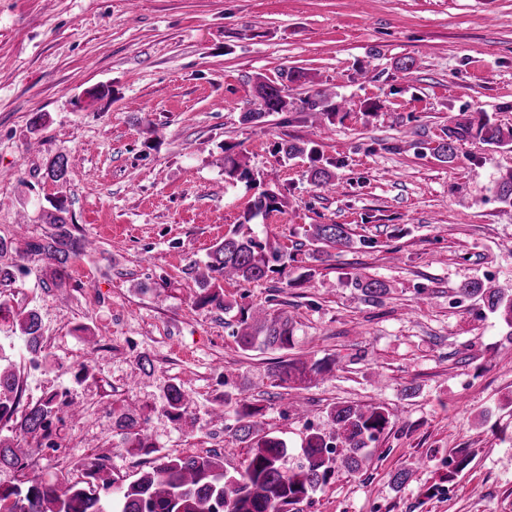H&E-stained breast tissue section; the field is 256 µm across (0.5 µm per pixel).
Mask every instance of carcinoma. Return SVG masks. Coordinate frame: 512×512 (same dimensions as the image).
<instances>
[{
	"mask_svg": "<svg viewBox=\"0 0 512 512\" xmlns=\"http://www.w3.org/2000/svg\"><path fill=\"white\" fill-rule=\"evenodd\" d=\"M255 108L243 113L246 123L259 121L268 112H282L288 107L283 89L262 81L255 86ZM317 99L305 101L320 126L334 124L341 107L319 108L326 99L324 91ZM473 137L495 148H512V128L504 129L489 118L477 123L458 124L448 128L445 138L435 147L438 157L446 162L455 157V143ZM224 175L231 180L245 179L249 172L241 160L228 155L224 158ZM46 176L64 183L68 177V160L59 155L46 169ZM311 182L319 187L330 185L329 172L312 156L309 171ZM492 191L497 200L512 206V170L495 179ZM278 194L264 190L255 197L247 219L280 209ZM48 215L53 231L28 243L26 253L46 258L52 268V283L60 287L68 278L71 260L93 247V241L76 236L71 218L63 203L53 205ZM310 237L324 247L346 246L350 237L343 224H314ZM288 255L263 242L245 224H236L224 240L216 243L207 260L194 263L190 272L199 288L198 305L227 312L231 305L224 300L221 282L253 283L273 274L285 275ZM354 286L375 300L386 292L378 279L352 277ZM457 294L464 299L476 298L493 314H500L512 328V287L486 286L479 280L459 285ZM13 325L24 337L28 352L42 349V320L37 309L31 308L13 316ZM232 336L244 351L254 349L288 350L293 346V328L289 316L282 311L261 307H241ZM332 363L317 360L312 363L288 360L273 372V376L288 387L309 383L313 377L331 373ZM21 372L11 355L0 345V424H10V430L23 441L37 439L49 431L61 411L56 395L48 394L23 411H18L22 397ZM166 413L174 422L188 413L190 396L178 385L164 389ZM233 407L232 437L251 449L243 465L233 471L224 469L221 453L208 451L204 455L164 456L159 463L127 484L116 486L111 478L110 457L100 455L83 464L84 479L72 482L66 478L45 479L35 471V449L19 446L14 440L0 437V469L21 473L10 485L0 484V512H293L294 506L311 498L336 474V463L354 472L359 470L366 451L379 441L389 421L382 404L364 406L337 404L326 412L328 429L307 436L297 462L286 465L288 448L285 442L270 434L258 436L252 420L255 410L246 403L232 401L228 394L213 410L217 419L224 418L227 407ZM112 424L123 432L128 447L145 450L153 447L146 436V420L141 410L127 405L112 413Z\"/></svg>",
	"mask_w": 512,
	"mask_h": 512,
	"instance_id": "obj_1",
	"label": "carcinoma"
}]
</instances>
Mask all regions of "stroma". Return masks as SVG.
I'll list each match as a JSON object with an SVG mask.
<instances>
[{
  "label": "stroma",
  "mask_w": 512,
  "mask_h": 512,
  "mask_svg": "<svg viewBox=\"0 0 512 512\" xmlns=\"http://www.w3.org/2000/svg\"><path fill=\"white\" fill-rule=\"evenodd\" d=\"M297 70L305 83H289ZM260 78L294 104L242 122ZM99 86L107 95L90 98ZM318 90L349 102L327 129L303 103ZM483 113L512 128V0H0V237L22 249L50 233L43 214L61 198L97 243L65 289L29 254L0 295L43 320L34 369L0 321L24 400L65 390L83 409L53 426L71 464L43 460L40 473L80 479L76 461L97 447L126 484L162 456L207 452L228 395L293 458L328 407L381 403L390 420L359 471L338 469L301 512H512V332L457 294L475 278L512 283V207L490 190L512 149L468 139L452 162L435 153L448 126ZM283 140L316 147L334 189L311 183L307 155L276 154ZM59 154L63 184L45 176ZM228 154L252 181L225 177ZM267 189L284 205L252 227L295 260L284 278L224 283V298L291 314L285 352L242 350L189 274ZM313 224L347 225L350 246L311 260ZM355 274L386 294L365 300ZM287 358L335 367L291 390L271 376ZM169 384L192 399L179 422L163 410ZM129 403L150 453L112 424ZM459 449L469 463L453 475Z\"/></svg>",
  "instance_id": "obj_1"
}]
</instances>
